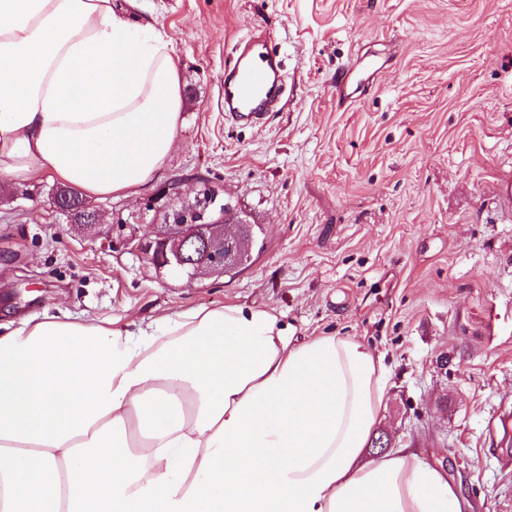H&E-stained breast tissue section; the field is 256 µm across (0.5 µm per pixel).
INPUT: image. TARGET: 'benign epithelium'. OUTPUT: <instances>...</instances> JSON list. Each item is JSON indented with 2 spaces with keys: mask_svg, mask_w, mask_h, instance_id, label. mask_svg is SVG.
Masks as SVG:
<instances>
[{
  "mask_svg": "<svg viewBox=\"0 0 512 512\" xmlns=\"http://www.w3.org/2000/svg\"><path fill=\"white\" fill-rule=\"evenodd\" d=\"M232 207L224 204L211 220H190L175 212L156 225L154 240L140 246L159 269H167L190 280L201 275L222 276L237 266L251 239L238 227Z\"/></svg>",
  "mask_w": 512,
  "mask_h": 512,
  "instance_id": "1",
  "label": "benign epithelium"
}]
</instances>
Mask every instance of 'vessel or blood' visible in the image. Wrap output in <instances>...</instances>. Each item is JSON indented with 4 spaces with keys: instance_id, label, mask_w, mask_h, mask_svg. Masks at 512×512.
I'll return each mask as SVG.
<instances>
[{
    "instance_id": "vessel-or-blood-1",
    "label": "vessel or blood",
    "mask_w": 512,
    "mask_h": 512,
    "mask_svg": "<svg viewBox=\"0 0 512 512\" xmlns=\"http://www.w3.org/2000/svg\"><path fill=\"white\" fill-rule=\"evenodd\" d=\"M268 43L265 32H252L237 43L232 60L224 67V112L234 122L259 123L284 93L283 65ZM361 88L354 70L340 72L336 78L338 104L350 102Z\"/></svg>"
}]
</instances>
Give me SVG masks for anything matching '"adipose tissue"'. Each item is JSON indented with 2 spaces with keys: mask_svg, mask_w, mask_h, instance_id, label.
<instances>
[{
  "mask_svg": "<svg viewBox=\"0 0 512 512\" xmlns=\"http://www.w3.org/2000/svg\"><path fill=\"white\" fill-rule=\"evenodd\" d=\"M182 106L171 42L114 0H0V179L131 192ZM386 385L356 338L258 307L25 320L0 335V512H463L419 454L366 458Z\"/></svg>",
  "mask_w": 512,
  "mask_h": 512,
  "instance_id": "obj_1",
  "label": "adipose tissue"
}]
</instances>
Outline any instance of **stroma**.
<instances>
[{
	"mask_svg": "<svg viewBox=\"0 0 512 512\" xmlns=\"http://www.w3.org/2000/svg\"><path fill=\"white\" fill-rule=\"evenodd\" d=\"M171 39L177 145L126 196L91 197L89 236L58 180H0V325L45 314L147 323L191 307L268 309L296 337L352 336L388 372L379 425L443 467L469 512H512V0H141ZM285 59L287 103L224 118V66L252 30ZM378 72L350 106L337 73ZM265 246L234 276L194 281L137 250L204 185Z\"/></svg>",
	"mask_w": 512,
	"mask_h": 512,
	"instance_id": "35a3bbf8",
	"label": "stroma"
}]
</instances>
